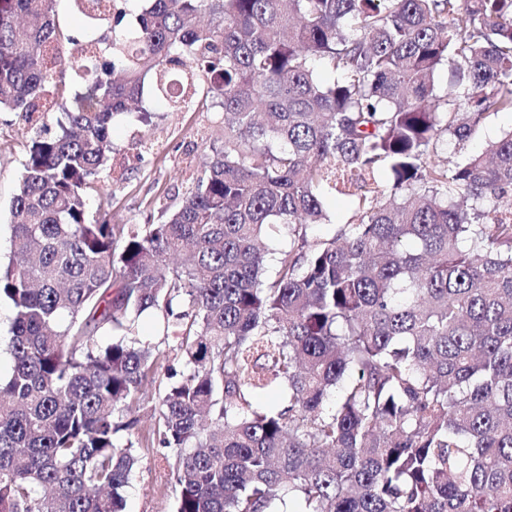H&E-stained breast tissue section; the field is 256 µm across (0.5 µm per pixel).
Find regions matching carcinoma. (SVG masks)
Segmentation results:
<instances>
[{"label":"carcinoma","instance_id":"cac0c4a2","mask_svg":"<svg viewBox=\"0 0 512 512\" xmlns=\"http://www.w3.org/2000/svg\"><path fill=\"white\" fill-rule=\"evenodd\" d=\"M70 2L78 35L0 0V112L60 113L0 265V512H125L149 447L175 512H512V130L465 148L512 112V0ZM200 80L224 149L181 205L90 211L114 118ZM512 127V114L499 113L489 118L480 128L468 149H482L488 142L498 139L504 131ZM325 208L330 218V224L321 226L318 234H332L338 224H344L350 215L351 204L347 197L339 194L325 195Z\"/></svg>","mask_w":512,"mask_h":512}]
</instances>
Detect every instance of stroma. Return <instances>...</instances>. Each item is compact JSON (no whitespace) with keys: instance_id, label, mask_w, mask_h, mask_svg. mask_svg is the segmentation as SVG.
Returning <instances> with one entry per match:
<instances>
[{"instance_id":"35a3bbf8","label":"stroma","mask_w":512,"mask_h":512,"mask_svg":"<svg viewBox=\"0 0 512 512\" xmlns=\"http://www.w3.org/2000/svg\"><path fill=\"white\" fill-rule=\"evenodd\" d=\"M56 117L43 112L24 119L0 113V262L11 252L10 200L28 146L43 124ZM224 145V116L207 84L196 86L190 110L172 112L153 104L148 120L118 118L112 128L110 184L106 199L90 196V207L104 206L116 224L159 222L178 207L185 191L206 168L213 148ZM127 488L126 512H174V490H161L167 467L152 449Z\"/></svg>"}]
</instances>
